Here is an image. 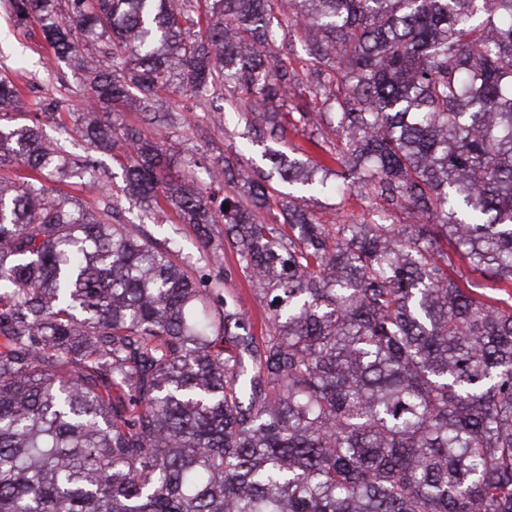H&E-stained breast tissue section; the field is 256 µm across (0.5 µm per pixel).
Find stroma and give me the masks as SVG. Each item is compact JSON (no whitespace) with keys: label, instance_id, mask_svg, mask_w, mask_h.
<instances>
[{"label":"stroma","instance_id":"obj_1","mask_svg":"<svg viewBox=\"0 0 512 512\" xmlns=\"http://www.w3.org/2000/svg\"><path fill=\"white\" fill-rule=\"evenodd\" d=\"M271 52L294 70L302 83L314 81V73L324 64L312 55V37L289 23L277 25ZM10 76L23 87L29 102L40 100L56 104L53 114L42 115V136L45 142L61 144L73 157L85 154L87 145L80 138L65 137L63 126L72 125L75 114L87 107L88 89L78 71L67 60L54 56L40 32L23 22L10 9L7 0H0V75ZM176 127L170 132L167 145L171 169H179L183 161L195 158L202 163L197 171L198 182L206 194L224 197L241 191L257 175L268 174L272 165L265 155L274 148L283 152L306 145L311 134H323L327 143H335L336 127L330 114L318 107L312 111L308 124L289 128L286 141L277 143L264 136L256 114L263 111L260 103L243 104L233 95H225L218 103L186 100ZM232 163L235 180L225 183L223 168ZM308 209L324 224H407V212L388 213L364 198L359 190L342 196L317 194L307 202ZM132 221L142 223L144 231L155 238L175 237L185 257L197 266L213 263L223 266L228 274L224 294L233 300L253 325L254 334H261L268 320V308L260 304L253 284L240 272L235 254L220 249L218 244L202 247L192 225L179 221L175 213H167L163 221L144 218L140 209L129 208Z\"/></svg>","mask_w":512,"mask_h":512}]
</instances>
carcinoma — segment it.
Returning <instances> with one entry per match:
<instances>
[{"mask_svg": "<svg viewBox=\"0 0 512 512\" xmlns=\"http://www.w3.org/2000/svg\"><path fill=\"white\" fill-rule=\"evenodd\" d=\"M69 59L88 111L165 93L273 103L300 86L260 46L274 13L336 63L340 145L283 180L366 195L414 224L270 215L266 176L218 206L168 173L162 131L86 119L123 150L125 198L173 206L272 294L265 335L177 240L45 182L89 159L0 126V512H512V304L448 274V248L512 289V0H9ZM28 108L0 77V121ZM292 113L261 115L287 138ZM336 176V181L328 180ZM229 208H224V204Z\"/></svg>", "mask_w": 512, "mask_h": 512, "instance_id": "cac0c4a2", "label": "carcinoma"}]
</instances>
